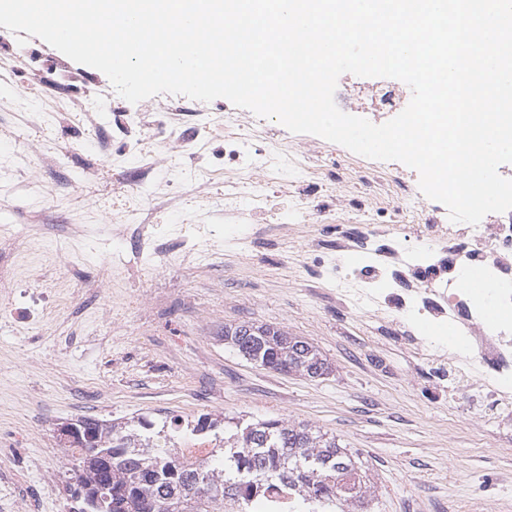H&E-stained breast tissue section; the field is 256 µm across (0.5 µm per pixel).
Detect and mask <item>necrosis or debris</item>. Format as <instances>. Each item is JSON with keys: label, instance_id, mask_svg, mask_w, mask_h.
I'll return each instance as SVG.
<instances>
[{"label": "necrosis or debris", "instance_id": "1", "mask_svg": "<svg viewBox=\"0 0 512 512\" xmlns=\"http://www.w3.org/2000/svg\"><path fill=\"white\" fill-rule=\"evenodd\" d=\"M337 86L351 114L366 111L375 124L398 115L411 99L404 84L370 89L342 78ZM62 121L97 134V162L61 192L89 214L111 192L112 238L133 242L130 254L114 256L115 265L159 276L174 262L197 264L213 254L216 224L273 226L306 238L313 217L335 220L336 201L344 199L351 212L370 219L369 237L384 238L388 246L367 249V264L354 269L337 254L322 259L321 277L337 299L387 323L447 325L448 340L430 339L427 351L446 358L457 383L474 389L487 408L484 421L512 409V211L474 226L451 222L445 206L420 192L418 174L399 162L360 159L353 173H340L303 139L289 138L275 119L213 112L202 103L187 112L174 96L154 98L138 112H113L108 135L91 112H67ZM106 156L112 159L108 179L99 165ZM128 158L138 159L139 167L126 169ZM219 161L224 191L216 195L208 173ZM190 197L217 199L219 207L203 218L187 206ZM168 208L181 210L184 223L194 227L178 252L152 232ZM466 268L495 284L498 321L489 322L485 301L461 287Z\"/></svg>", "mask_w": 512, "mask_h": 512}]
</instances>
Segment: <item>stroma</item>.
Segmentation results:
<instances>
[{
    "label": "stroma",
    "mask_w": 512,
    "mask_h": 512,
    "mask_svg": "<svg viewBox=\"0 0 512 512\" xmlns=\"http://www.w3.org/2000/svg\"><path fill=\"white\" fill-rule=\"evenodd\" d=\"M76 81L63 83L60 69ZM43 81L28 90L26 73ZM99 70L76 63L43 40L9 39L0 26V157L18 151L35 112L80 106L110 126L109 87ZM25 169L0 177V226L56 222L64 207L56 187L21 201ZM90 234L47 244L38 258L0 249V270L38 262L52 289L44 315L26 322L23 288L0 293V512H65L58 429L82 417L162 425L212 413L248 421L279 417L336 435L367 461L376 487L372 512H512V444L495 439L455 386L447 362L424 358L403 327L352 312L319 273L322 255L347 254L360 225L316 224L309 240L286 243L267 229L252 254L237 257L228 239L246 224L215 225L219 259L193 268L172 264L160 276L112 267L113 244L96 214ZM71 250L56 270L57 246ZM111 272L114 287L92 282ZM276 324L315 345L333 364L311 379L246 361L224 344L228 324Z\"/></svg>",
    "instance_id": "obj_1"
}]
</instances>
